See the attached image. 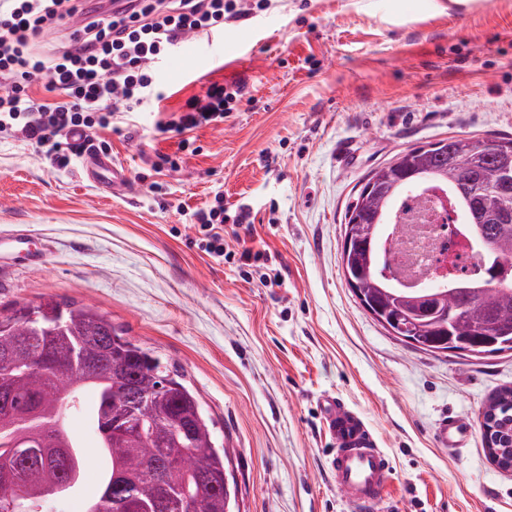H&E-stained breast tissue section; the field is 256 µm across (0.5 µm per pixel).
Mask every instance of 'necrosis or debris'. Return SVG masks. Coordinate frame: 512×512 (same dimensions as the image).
<instances>
[{
    "label": "necrosis or debris",
    "mask_w": 512,
    "mask_h": 512,
    "mask_svg": "<svg viewBox=\"0 0 512 512\" xmlns=\"http://www.w3.org/2000/svg\"><path fill=\"white\" fill-rule=\"evenodd\" d=\"M466 233L458 212L442 205L437 192L424 190L393 208L389 224L383 227L387 243L379 260L386 263L393 283L408 292L437 285L436 265L445 259L456 264V274L463 280H482L498 270L512 269V261L496 263L468 249Z\"/></svg>",
    "instance_id": "4bbe7bcc"
}]
</instances>
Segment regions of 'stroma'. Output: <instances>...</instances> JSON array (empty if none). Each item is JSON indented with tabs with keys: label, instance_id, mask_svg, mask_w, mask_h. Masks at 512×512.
<instances>
[{
	"label": "stroma",
	"instance_id": "stroma-1",
	"mask_svg": "<svg viewBox=\"0 0 512 512\" xmlns=\"http://www.w3.org/2000/svg\"><path fill=\"white\" fill-rule=\"evenodd\" d=\"M223 40L234 65L205 63L185 39L165 98L124 115L135 137L101 131L128 179L116 191L0 137V229L47 249L0 248V312L42 295L90 305L168 361L234 451L240 512H351L328 472L327 395L391 460L372 512H512V472L491 463L480 423L512 387V352L418 349L341 270L346 210L373 169L453 135L512 138V0H279L226 22ZM202 65L250 98L181 151L155 123L201 89ZM219 193L226 250L252 247L266 265L198 248L193 214ZM243 209L242 238L231 218ZM269 268L279 285L262 283ZM445 414L471 425L465 447L437 445Z\"/></svg>",
	"mask_w": 512,
	"mask_h": 512
}]
</instances>
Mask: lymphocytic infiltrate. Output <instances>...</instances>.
<instances>
[{
	"label": "lymphocytic infiltrate",
	"instance_id": "f902f5d3",
	"mask_svg": "<svg viewBox=\"0 0 512 512\" xmlns=\"http://www.w3.org/2000/svg\"><path fill=\"white\" fill-rule=\"evenodd\" d=\"M273 0H129L119 8H79L77 0H0V134L35 145L56 170L74 166L85 151L107 152L98 130L113 125L120 112L140 111L145 99H162L160 71L184 38L218 35L228 20L249 19ZM82 16L71 29L74 16ZM51 30L70 31V44L45 47ZM46 95L38 97L34 85ZM243 84L210 83L190 97L158 132L180 139L188 132L223 122L246 99ZM82 129L85 140L69 139ZM198 247L224 261V200L216 198L196 215Z\"/></svg>",
	"mask_w": 512,
	"mask_h": 512
}]
</instances>
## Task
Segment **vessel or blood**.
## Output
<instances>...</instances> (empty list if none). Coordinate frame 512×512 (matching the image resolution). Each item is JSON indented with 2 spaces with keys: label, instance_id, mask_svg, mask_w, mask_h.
<instances>
[{
  "label": "vessel or blood",
  "instance_id": "obj_1",
  "mask_svg": "<svg viewBox=\"0 0 512 512\" xmlns=\"http://www.w3.org/2000/svg\"><path fill=\"white\" fill-rule=\"evenodd\" d=\"M79 169L85 181L104 190H112L125 181L111 158L87 152ZM331 435L336 440V454L330 468L339 489L354 512H368L380 498L390 471L385 453L375 443L362 420L335 401L324 403ZM472 430L457 416H443L436 426L441 447L459 448L469 441Z\"/></svg>",
  "mask_w": 512,
  "mask_h": 512
}]
</instances>
